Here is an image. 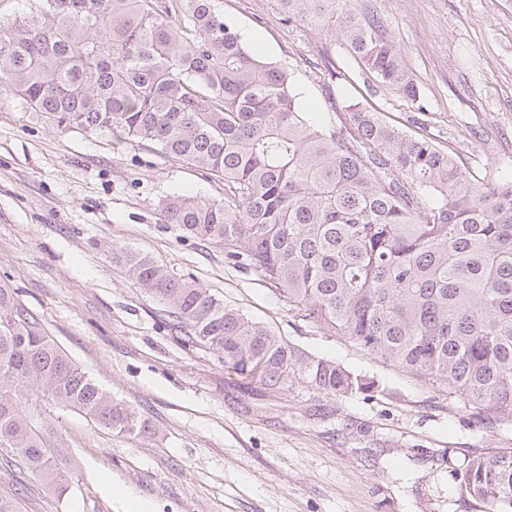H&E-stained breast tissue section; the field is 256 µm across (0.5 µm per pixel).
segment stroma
<instances>
[{
    "mask_svg": "<svg viewBox=\"0 0 512 512\" xmlns=\"http://www.w3.org/2000/svg\"><path fill=\"white\" fill-rule=\"evenodd\" d=\"M245 43L287 64L302 105L341 123L345 101L430 136L482 182L512 179V0H353L404 52L419 105L374 91L340 38L288 20L278 0H218ZM220 199L221 183L155 145L57 127L0 91V285L113 399L139 411L150 438L108 432L43 404L62 439L65 495L0 469L19 512H488L461 492L474 455L512 448V425L486 428L429 377L312 327L223 248L183 237L160 204ZM153 257L316 358L374 388L336 398L302 384L244 388L208 349L186 347L160 303L114 263Z\"/></svg>",
    "mask_w": 512,
    "mask_h": 512,
    "instance_id": "1",
    "label": "stroma"
}]
</instances>
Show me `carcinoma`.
Wrapping results in <instances>:
<instances>
[{
  "label": "carcinoma",
  "mask_w": 512,
  "mask_h": 512,
  "mask_svg": "<svg viewBox=\"0 0 512 512\" xmlns=\"http://www.w3.org/2000/svg\"><path fill=\"white\" fill-rule=\"evenodd\" d=\"M0 20V90L57 125L159 146L224 183V198L177 195L168 224L224 247L309 324L444 383L478 421H512V180L483 183L429 137L358 103L336 128L303 111L288 67L252 53L217 0H28ZM351 0H280L288 20L339 22L377 84L418 105L420 90L379 20ZM165 308L187 346L217 354L247 384L302 382L346 397L373 383L288 345L195 280L153 258L114 254ZM46 401L101 427L147 436L149 421L112 400L0 287V456L60 497L68 479ZM462 493L512 512V450L469 459Z\"/></svg>",
  "instance_id": "obj_1"
}]
</instances>
